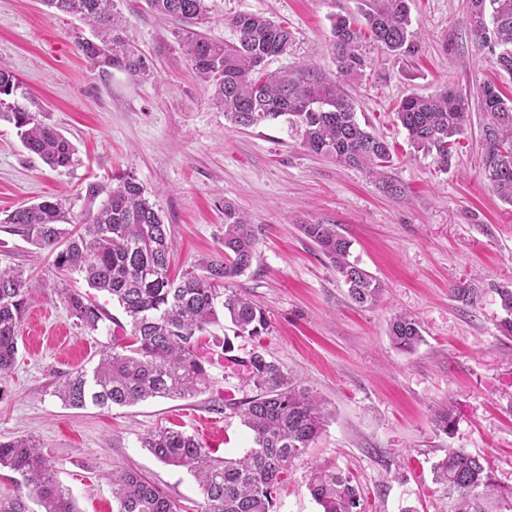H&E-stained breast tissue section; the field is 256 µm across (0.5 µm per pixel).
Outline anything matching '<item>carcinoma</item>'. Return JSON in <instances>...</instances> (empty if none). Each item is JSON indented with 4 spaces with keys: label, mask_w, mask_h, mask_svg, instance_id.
Returning a JSON list of instances; mask_svg holds the SVG:
<instances>
[{
    "label": "carcinoma",
    "mask_w": 512,
    "mask_h": 512,
    "mask_svg": "<svg viewBox=\"0 0 512 512\" xmlns=\"http://www.w3.org/2000/svg\"><path fill=\"white\" fill-rule=\"evenodd\" d=\"M50 18L73 16L92 32L80 37L81 55L104 76L118 70L135 78L152 73L147 57L122 35L115 0H38ZM148 8L178 25V45L196 77L210 90L213 104L233 128H257L281 120L295 128L302 148L337 164L364 171L379 180L383 192L399 197L400 182L386 169L392 149L382 136L356 118L345 85L368 66L361 53L363 32L381 49L407 51L411 24L408 0H376L359 23L350 16L331 19L330 48L336 74L327 78L310 64L270 71L269 61L288 56L293 34L288 26L254 13H236L225 22L237 35L233 43L205 36L207 0H146ZM465 22L475 44L490 55L498 71L512 76V0H466ZM19 89L18 78L0 69V120L12 122L23 146L52 169L76 164L74 145L34 112L8 102ZM484 155L480 177L501 201L512 204V97L494 81L478 86ZM471 102L452 89L411 94L395 110L410 147L431 154L442 171L452 165L459 138L469 122ZM96 214L73 232L61 225L62 204L43 200L23 205L0 221L6 231L54 254L53 265L63 280L44 285L69 308L77 325L96 332L105 312L89 297L64 287L77 274L96 290L112 296L126 322L112 320L113 334L95 367L72 371L55 394L68 407L82 409L132 406L153 398H191L208 389L210 362L196 353L199 336L219 321L218 312L236 336L258 337L268 328L263 310L230 288L250 269L259 239L249 216L224 202L223 251L200 270L174 278L169 273L173 241L161 210L151 203L137 179L124 173ZM300 232L328 258L348 286L352 302L374 305L382 283L349 260L351 241L335 224H301ZM224 295H219V288ZM453 297L475 306L481 288L456 282ZM502 309L509 315L501 332L512 336V288L497 287ZM32 295L30 278L16 267L0 266V393L11 376L18 353V333ZM223 301H218V298ZM222 309H217V306ZM394 345L412 352L422 341L419 324L398 314L389 324ZM224 339V361L242 369L257 395L237 406L252 433L253 446L239 459L220 458L194 435L160 429L143 439V447L165 465L183 467L195 478L204 500L202 512H276L278 486L291 462L319 436L326 418L323 403L286 376L258 350L248 357L233 354ZM21 477L25 490L0 498V512H79L54 467L34 440L0 441V469ZM435 483L456 497L454 512H483L481 499L497 485L480 456L449 448L433 464ZM116 512H179L161 488L133 469L112 471ZM321 512H363L353 477L333 464H317L306 481Z\"/></svg>",
    "instance_id": "1"
}]
</instances>
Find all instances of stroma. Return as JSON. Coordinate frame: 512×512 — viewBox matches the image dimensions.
Instances as JSON below:
<instances>
[{
	"label": "stroma",
	"instance_id": "1",
	"mask_svg": "<svg viewBox=\"0 0 512 512\" xmlns=\"http://www.w3.org/2000/svg\"><path fill=\"white\" fill-rule=\"evenodd\" d=\"M206 35L235 41L227 16L251 12L286 22L293 52L273 59L276 70L301 62L333 75L330 18L361 16L370 0H208ZM127 33L153 73L103 77L79 54L77 36L90 29L74 17L49 18L37 0H0V69L23 83L21 105L76 147L78 166L50 169L0 121V212L27 202L62 203L67 227L84 223L106 199L116 174L146 188L174 242L171 271L181 274L221 249L224 204L235 203L258 228L251 269L236 289L263 308L268 330L233 341L238 356L261 350L324 401L328 418L307 453L279 486L277 512H319L305 477L319 463L349 472L364 512H451L453 502L433 480L445 449L485 458L499 494L486 512H503L512 491V336L496 286L512 283V205L485 188L479 114H471L448 171L411 153L394 109L411 93L449 86L475 98L479 83L512 78L479 54L463 19L465 0H410V52L381 51L364 41L368 66L347 87L357 118L394 147L390 173L403 186L389 196L364 171L336 165L299 145L278 122L229 128L178 46L175 24L144 0H118ZM334 224L352 242L350 259L383 285L379 302L355 306L331 263L299 230ZM0 265L33 280L56 281L46 250L0 230ZM479 284L476 306L451 293L456 280ZM109 320L85 333L57 297L35 295L19 330L15 368L0 396V440L34 438L80 512H115L112 469L141 472L186 512L203 497L186 469L167 466L143 448L161 427L195 435L217 456L241 457L249 430L232 403L255 396L237 374L213 365L205 393L127 407H65L54 389L68 372L93 368L111 345V296L94 292ZM397 313L421 326L413 352L397 349L388 323ZM451 405V434L439 432L435 411ZM224 413H216V406Z\"/></svg>",
	"mask_w": 512,
	"mask_h": 512
}]
</instances>
